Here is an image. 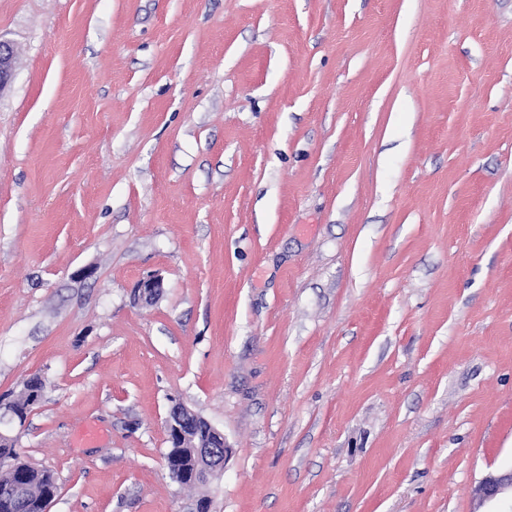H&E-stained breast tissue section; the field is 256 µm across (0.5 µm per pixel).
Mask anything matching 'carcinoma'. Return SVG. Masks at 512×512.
Here are the masks:
<instances>
[{"mask_svg": "<svg viewBox=\"0 0 512 512\" xmlns=\"http://www.w3.org/2000/svg\"><path fill=\"white\" fill-rule=\"evenodd\" d=\"M45 384L38 376L29 378L23 388L11 400L15 412L27 416L40 403L38 397L43 395ZM9 458L14 468H0V512H44L46 495L57 488L54 474L46 469H39L19 460L14 448L0 446V458ZM165 458L172 459V464L189 471L195 469L196 459L189 448H178L167 452Z\"/></svg>", "mask_w": 512, "mask_h": 512, "instance_id": "cac0c4a2", "label": "carcinoma"}]
</instances>
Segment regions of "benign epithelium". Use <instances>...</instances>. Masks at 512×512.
<instances>
[{"label": "benign epithelium", "mask_w": 512, "mask_h": 512, "mask_svg": "<svg viewBox=\"0 0 512 512\" xmlns=\"http://www.w3.org/2000/svg\"><path fill=\"white\" fill-rule=\"evenodd\" d=\"M13 64V48L0 40V91L12 77ZM161 287L159 278L149 277L138 284V298L150 302L159 295ZM165 427L170 447L195 449L198 477L209 481L224 471L230 448L224 434L207 420L176 403L169 409ZM509 494L512 495V470L489 474L474 489L481 504L498 502Z\"/></svg>", "instance_id": "obj_1"}]
</instances>
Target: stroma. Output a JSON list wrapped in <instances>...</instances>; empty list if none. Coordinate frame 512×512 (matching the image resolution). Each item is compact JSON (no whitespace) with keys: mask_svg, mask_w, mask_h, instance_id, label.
I'll return each mask as SVG.
<instances>
[{"mask_svg":"<svg viewBox=\"0 0 512 512\" xmlns=\"http://www.w3.org/2000/svg\"><path fill=\"white\" fill-rule=\"evenodd\" d=\"M0 39V397L45 381L9 434L49 512H190L174 400L231 448L210 512H477L512 0H0Z\"/></svg>","mask_w":512,"mask_h":512,"instance_id":"1","label":"stroma"}]
</instances>
